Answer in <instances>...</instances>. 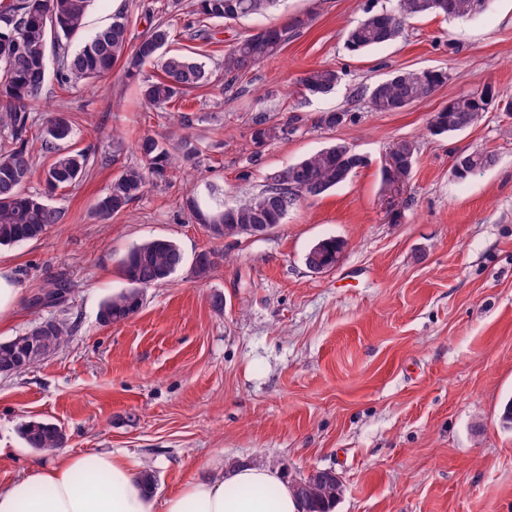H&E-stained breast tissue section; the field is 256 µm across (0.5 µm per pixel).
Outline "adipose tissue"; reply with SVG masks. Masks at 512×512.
I'll return each mask as SVG.
<instances>
[{"label": "adipose tissue", "instance_id": "adipose-tissue-1", "mask_svg": "<svg viewBox=\"0 0 512 512\" xmlns=\"http://www.w3.org/2000/svg\"><path fill=\"white\" fill-rule=\"evenodd\" d=\"M140 462L122 451L57 453L0 488V512H302L279 470L215 458L180 490L158 498L141 480Z\"/></svg>", "mask_w": 512, "mask_h": 512}]
</instances>
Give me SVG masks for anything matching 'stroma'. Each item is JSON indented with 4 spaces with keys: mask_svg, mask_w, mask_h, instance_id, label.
I'll return each instance as SVG.
<instances>
[{
    "mask_svg": "<svg viewBox=\"0 0 512 512\" xmlns=\"http://www.w3.org/2000/svg\"><path fill=\"white\" fill-rule=\"evenodd\" d=\"M393 0H285L263 17L199 19L193 0H123L129 41L151 24L171 30V52H191L211 74L164 108L146 105L137 82L115 66L104 79L71 87L55 60L37 114L64 112L66 146L90 153L76 186L29 192L64 213L37 240L0 247L23 301L0 342L52 316L74 329L59 352L17 377L0 376V485L51 455L29 448L23 423L62 427L71 453L124 451L156 477L166 497L200 464L263 461L290 477L316 469L343 483L336 512H512V431L499 425L512 397V114L489 107L447 136L430 120L473 89L512 95V0H491L467 20L408 19L392 43L349 52L344 29ZM307 18L273 58L224 73L236 38ZM336 69L328 96L298 84L312 67ZM441 69L447 82L400 112H374L368 89L398 70ZM346 114L332 129L329 111ZM200 153L178 161L169 180L124 212L93 210L122 166L139 163V136L178 130ZM287 125V136L255 148L256 119ZM126 144L115 150L114 131ZM344 143L367 163L322 196L301 199L268 235L216 240L191 221L188 195L225 205L262 190L268 174ZM416 162L397 182L385 176L397 145ZM490 152L493 166L460 180L455 156ZM333 235L346 247L336 267L312 272L305 255ZM174 240L185 262L167 284L146 289L140 311L100 325L101 302L125 288L119 262L135 243ZM224 259L196 277V256ZM73 288L63 305L31 307L48 282ZM224 297L223 312L211 306Z\"/></svg>",
    "mask_w": 512,
    "mask_h": 512,
    "instance_id": "obj_1",
    "label": "stroma"
}]
</instances>
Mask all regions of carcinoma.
Returning a JSON list of instances; mask_svg holds the SVG:
<instances>
[{
	"mask_svg": "<svg viewBox=\"0 0 512 512\" xmlns=\"http://www.w3.org/2000/svg\"><path fill=\"white\" fill-rule=\"evenodd\" d=\"M92 0H9L0 5V246H13L41 238L54 224L62 223L63 212L43 197L29 193L26 185L35 172L29 149V133L36 120L33 116L46 80L48 45L58 49L59 81L64 85L105 77L119 61L126 75L137 78L148 62H160L163 75L141 83L145 102L164 106L186 91L206 86L211 75L190 54H171L167 46L170 29L161 23L150 26L141 42L129 46L127 17L118 13L112 22L88 36L72 51L68 42L82 27ZM283 0H196V11L214 21H236L264 15L277 9ZM490 0H396L392 9L369 11L367 16L347 29L348 51L363 54L393 42L401 33L405 19L434 15L446 19H465L485 12ZM306 25L296 17L285 26H269L254 30L237 39L224 53V71L238 74L274 57L288 43L289 35ZM446 73L437 70L400 71L371 86L368 103L374 112H400L427 97L445 83ZM339 81L336 70L315 67L306 70L299 83L312 96H325ZM488 91L473 90L452 99L436 112L430 121L434 134H449L474 125L472 119L486 110ZM72 131L69 117L62 112L46 114L39 138L45 152L53 157L43 171L49 189L58 190L79 183L87 172L90 158L85 150H66L61 142ZM284 129L255 121L253 144H266ZM135 150L141 163L125 165L113 179L94 210L107 218L125 210L141 199L148 188L168 177L171 153L166 143L151 135L140 137ZM351 147L333 143L267 177V185L244 202L226 207L223 203H202L191 197L187 210L197 224L203 225L214 239L237 238L249 233L255 224L277 227L302 197H319L345 183L364 165V161L348 159ZM398 160L403 174L410 173L415 160L411 143L399 146ZM458 169L453 174L465 179L474 170L495 163L494 155L475 150L455 158ZM345 242L335 237L318 241L305 256V264L319 272L332 270L339 261ZM224 254L209 250L195 260V274L204 278ZM184 256L179 246L166 238H155L131 246L120 260V268L128 288L108 299L99 308L98 321L111 325L129 319L142 305L143 290L160 286L182 266ZM71 284L58 281L33 300L34 306L56 305L64 301ZM71 334L64 318L51 317L32 325L23 334L0 342V365L14 363V373L33 367L55 355ZM25 444L44 453L63 447L66 441L61 427L46 421L30 420L22 424ZM305 487L297 491L308 512H329L341 496L336 478L328 470H315L304 475Z\"/></svg>",
	"mask_w": 512,
	"mask_h": 512,
	"instance_id": "obj_1",
	"label": "carcinoma"
}]
</instances>
